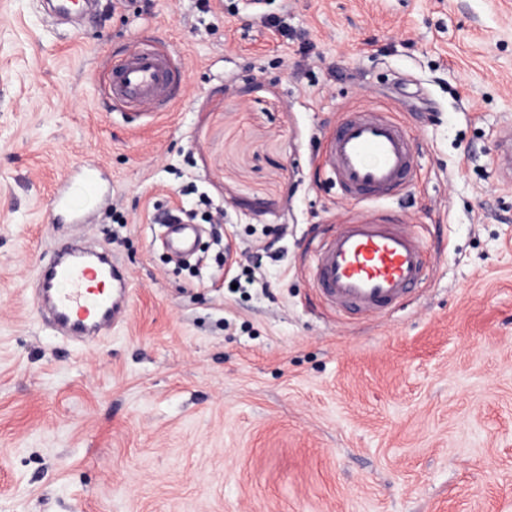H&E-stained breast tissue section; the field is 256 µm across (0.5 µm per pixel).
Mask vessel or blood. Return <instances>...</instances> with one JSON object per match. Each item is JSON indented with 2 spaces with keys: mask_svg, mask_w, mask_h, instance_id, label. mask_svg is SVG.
Here are the masks:
<instances>
[{
  "mask_svg": "<svg viewBox=\"0 0 512 512\" xmlns=\"http://www.w3.org/2000/svg\"><path fill=\"white\" fill-rule=\"evenodd\" d=\"M115 109L166 112L183 97L170 55L139 41L111 65L101 84ZM322 162L345 198L371 202V209L338 224L313 247L308 273L313 288L331 309L381 316L404 303L427 278L428 254L414 225L374 209V202L399 195L417 175L410 135L391 113L366 106L347 113L326 134ZM104 173L93 160L63 179L48 202L55 224L82 220L79 194L99 197ZM193 224L169 225L165 247L194 250ZM132 289L123 265L111 255L67 242L43 262L36 289L37 312L47 314L63 334L93 339L130 312Z\"/></svg>",
  "mask_w": 512,
  "mask_h": 512,
  "instance_id": "obj_1",
  "label": "vessel or blood"
}]
</instances>
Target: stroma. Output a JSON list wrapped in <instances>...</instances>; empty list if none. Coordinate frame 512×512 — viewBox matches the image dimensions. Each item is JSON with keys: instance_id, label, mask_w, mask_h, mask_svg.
I'll list each match as a JSON object with an SVG mask.
<instances>
[{"instance_id": "stroma-1", "label": "stroma", "mask_w": 512, "mask_h": 512, "mask_svg": "<svg viewBox=\"0 0 512 512\" xmlns=\"http://www.w3.org/2000/svg\"><path fill=\"white\" fill-rule=\"evenodd\" d=\"M101 0L67 25L0 0V512H512V0ZM279 18L280 33L264 22ZM184 65L150 118L96 83L138 40ZM389 110L418 172L388 215L429 280L393 313H336L310 239L364 211L319 165L343 111ZM108 198L54 224L87 159ZM195 209L200 262L162 244ZM112 253L128 322L43 327L56 242ZM254 269L247 294L227 279Z\"/></svg>"}]
</instances>
